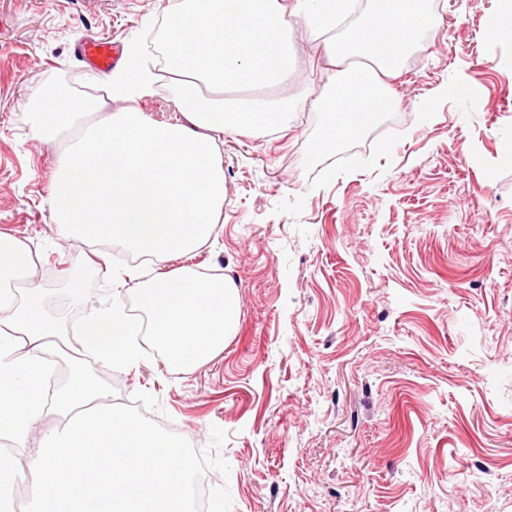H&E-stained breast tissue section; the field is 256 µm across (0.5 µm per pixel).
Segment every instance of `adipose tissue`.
Listing matches in <instances>:
<instances>
[{
	"instance_id": "obj_1",
	"label": "adipose tissue",
	"mask_w": 512,
	"mask_h": 512,
	"mask_svg": "<svg viewBox=\"0 0 512 512\" xmlns=\"http://www.w3.org/2000/svg\"><path fill=\"white\" fill-rule=\"evenodd\" d=\"M34 270L25 243L0 237V279L25 280L0 289V437L25 446L46 409L58 417L27 474L0 458V491L23 476L41 512H187L191 464L177 444L110 405L106 386L81 367L51 390L47 355L61 333L44 312Z\"/></svg>"
}]
</instances>
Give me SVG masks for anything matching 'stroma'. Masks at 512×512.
I'll use <instances>...</instances> for the list:
<instances>
[{
	"label": "stroma",
	"instance_id": "obj_1",
	"mask_svg": "<svg viewBox=\"0 0 512 512\" xmlns=\"http://www.w3.org/2000/svg\"><path fill=\"white\" fill-rule=\"evenodd\" d=\"M179 0H0V236L37 257L44 308L113 404L205 462L222 512H512V42L499 0H432L434 22L389 80L393 114L346 153L304 169L332 69L289 18L304 99L287 131L225 135L219 224L189 265L231 278L235 335L177 370L160 355L122 370L80 357L70 327L103 300L111 262L51 221L49 187L75 131L27 119L53 77L94 94L76 50H129Z\"/></svg>",
	"mask_w": 512,
	"mask_h": 512
}]
</instances>
